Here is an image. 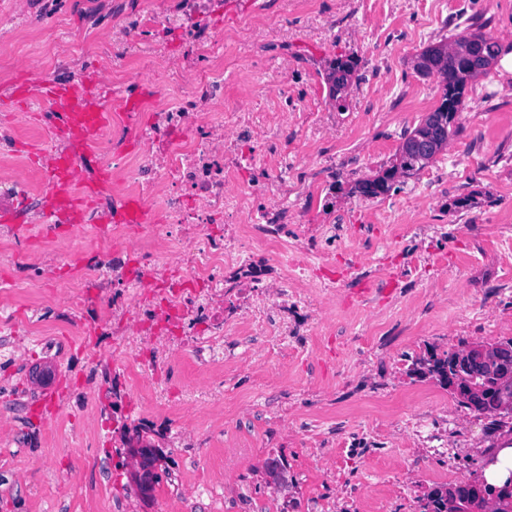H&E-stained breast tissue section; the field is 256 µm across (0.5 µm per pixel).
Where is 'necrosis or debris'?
<instances>
[{
    "label": "necrosis or debris",
    "instance_id": "necrosis-or-debris-1",
    "mask_svg": "<svg viewBox=\"0 0 512 512\" xmlns=\"http://www.w3.org/2000/svg\"><path fill=\"white\" fill-rule=\"evenodd\" d=\"M71 11V0H0V69L25 72L41 83L68 74L85 89L77 62L97 63L91 86L110 112L109 125L82 138H62L59 106L40 101L41 158L16 159L9 135L0 136V207H10L20 225L12 241L48 245L60 235L93 232L92 245L78 260L59 258L47 283L71 289L73 311L96 312L97 328L126 337L113 357L126 390L146 392L160 404L155 359L147 345L176 342L196 362L224 365L227 307L255 328L270 323L271 309L288 312L296 280H310L311 256L320 248L302 224H289L282 191L288 174V126L284 112L265 115L224 109V0H94L58 41L56 27ZM122 18L113 27V18ZM39 34L47 51L19 50L20 38ZM138 56L165 74L162 83L141 88L125 63ZM140 94V109L117 107L114 96ZM92 205L79 219L53 210L59 173ZM152 214L147 229L125 223L129 199ZM283 272L275 294L263 278L268 266ZM49 343L46 326L18 320L0 305V355L29 341Z\"/></svg>",
    "mask_w": 512,
    "mask_h": 512
}]
</instances>
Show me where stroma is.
I'll return each instance as SVG.
<instances>
[{
    "label": "stroma",
    "instance_id": "stroma-1",
    "mask_svg": "<svg viewBox=\"0 0 512 512\" xmlns=\"http://www.w3.org/2000/svg\"><path fill=\"white\" fill-rule=\"evenodd\" d=\"M254 16L278 35L245 50L232 34ZM474 22L512 55V0H224V106L287 112L288 212L321 235L332 284L289 299L287 335L225 337L220 371L168 349L163 417L137 411L135 393L113 406L106 386L86 402L87 374L108 367L121 337L79 348L84 321L41 306L48 289L15 284L0 263V294L20 317L40 314L57 343L0 359V512H422L430 490L483 473L512 420L493 427L410 368L512 338V71L496 64L469 81L458 134L399 190L353 191L440 103L438 78L419 76L415 58ZM340 55L356 62L341 109L326 79ZM32 82L0 72V100L20 102L0 111L20 159L40 140ZM470 194L472 207H455ZM57 385L67 393L55 416L35 415ZM108 416L116 426L102 427ZM145 424L163 434L149 492L126 462L128 434ZM200 484L212 495L198 498Z\"/></svg>",
    "mask_w": 512,
    "mask_h": 512
}]
</instances>
